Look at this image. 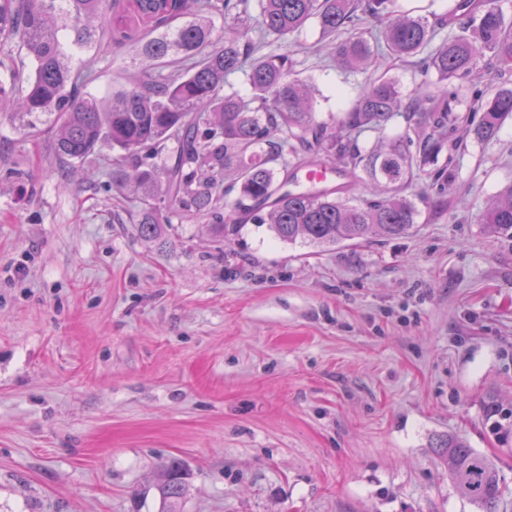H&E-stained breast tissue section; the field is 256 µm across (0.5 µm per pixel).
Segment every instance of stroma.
<instances>
[{
  "label": "stroma",
  "mask_w": 512,
  "mask_h": 512,
  "mask_svg": "<svg viewBox=\"0 0 512 512\" xmlns=\"http://www.w3.org/2000/svg\"><path fill=\"white\" fill-rule=\"evenodd\" d=\"M271 50L323 117L370 76L421 82L387 54L338 67L313 23ZM91 66L95 93L134 71L112 42ZM35 124L0 111V512H161L175 459L182 512H476L448 435L494 462L512 512V435L485 409L512 410V256L479 221L512 182L511 118L455 152L445 195L419 183L409 234L324 248L191 212L142 240L111 149L72 167ZM188 472L179 461H171L160 473L156 484L164 512H178L188 491Z\"/></svg>",
  "instance_id": "1"
}]
</instances>
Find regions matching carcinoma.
Wrapping results in <instances>:
<instances>
[{"mask_svg":"<svg viewBox=\"0 0 512 512\" xmlns=\"http://www.w3.org/2000/svg\"><path fill=\"white\" fill-rule=\"evenodd\" d=\"M113 0L112 18L103 0H0V42L30 59L26 75L0 59V100L12 102L23 119L47 116L55 128L54 153L63 162H82L104 145L119 151L112 186L141 196L134 230L154 239L160 225L184 211L224 225L267 224L282 241L329 247L372 237L410 233L420 209L407 194L427 178L446 185L454 158L438 165L452 143L495 139L512 117V20L499 0H481L465 12L448 10L456 31L437 45L436 25L402 8L397 0ZM224 20V35L214 19ZM371 18L382 25L391 53L412 60L431 86L434 74L446 83L439 94L402 95L384 77L369 80L352 108L317 120L308 83L294 76L290 54L263 53L265 40L283 41L314 21L331 39L339 64L352 70L374 66L371 44L361 36L336 35ZM130 46L133 60L148 64L141 79L99 96L83 57L106 40ZM241 74L251 89L245 100L224 92ZM487 82L459 123L461 103L454 83ZM397 118L403 133L368 148L361 137L382 133ZM296 166L330 163L349 182L365 180L369 196L348 197L350 186L323 193H294ZM482 229L512 252V184L481 215ZM455 492L478 512H496L503 495L495 465L460 436L440 444ZM164 512H178L188 491V472L170 462L156 484Z\"/></svg>","mask_w":512,"mask_h":512,"instance_id":"1","label":"carcinoma"}]
</instances>
